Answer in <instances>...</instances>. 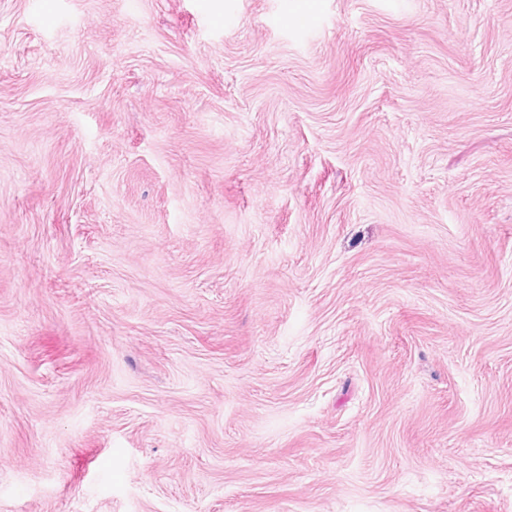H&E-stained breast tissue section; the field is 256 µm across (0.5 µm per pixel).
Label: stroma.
I'll use <instances>...</instances> for the list:
<instances>
[{
  "instance_id": "obj_1",
  "label": "stroma",
  "mask_w": 512,
  "mask_h": 512,
  "mask_svg": "<svg viewBox=\"0 0 512 512\" xmlns=\"http://www.w3.org/2000/svg\"><path fill=\"white\" fill-rule=\"evenodd\" d=\"M0 512H512V0H0Z\"/></svg>"
}]
</instances>
